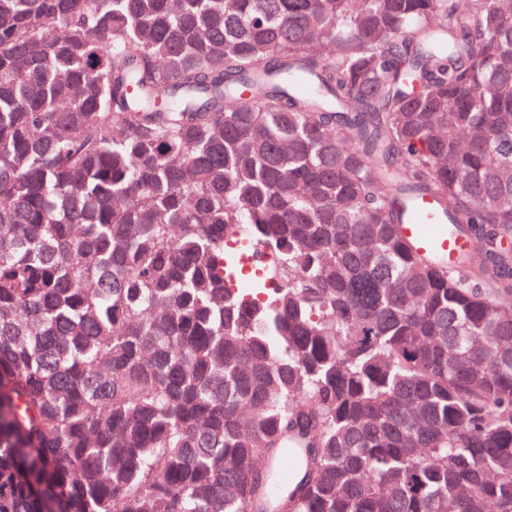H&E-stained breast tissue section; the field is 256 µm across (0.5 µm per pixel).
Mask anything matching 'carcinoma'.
Instances as JSON below:
<instances>
[{"label": "carcinoma", "mask_w": 512, "mask_h": 512, "mask_svg": "<svg viewBox=\"0 0 512 512\" xmlns=\"http://www.w3.org/2000/svg\"><path fill=\"white\" fill-rule=\"evenodd\" d=\"M0 512H512V0H0ZM448 218L442 217L429 197L417 199L409 208L402 235L420 255L435 258L442 266H457L469 250V243L449 227Z\"/></svg>", "instance_id": "1"}]
</instances>
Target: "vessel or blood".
<instances>
[{
  "instance_id": "1",
  "label": "vessel or blood",
  "mask_w": 512,
  "mask_h": 512,
  "mask_svg": "<svg viewBox=\"0 0 512 512\" xmlns=\"http://www.w3.org/2000/svg\"><path fill=\"white\" fill-rule=\"evenodd\" d=\"M402 235L414 252L435 258L443 266L458 265L469 250L468 242L452 231L448 219L436 211L428 197L417 199L410 206Z\"/></svg>"
}]
</instances>
